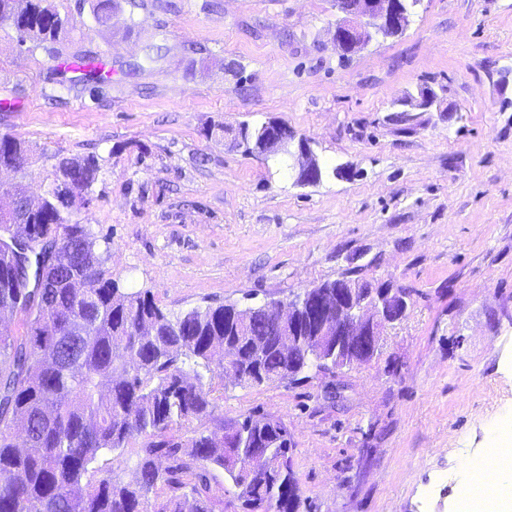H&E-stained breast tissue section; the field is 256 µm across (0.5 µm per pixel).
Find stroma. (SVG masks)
<instances>
[{
	"label": "stroma",
	"instance_id": "35a3bbf8",
	"mask_svg": "<svg viewBox=\"0 0 512 512\" xmlns=\"http://www.w3.org/2000/svg\"><path fill=\"white\" fill-rule=\"evenodd\" d=\"M52 3L75 25L53 51L0 25V134L31 148L22 173L0 174V208L14 183L40 199L61 158L93 155L80 218L112 278L171 313L285 302L342 276L407 294L370 362L225 383L169 439L272 416L294 441L303 512H460L470 460L512 421V0H420L401 35L345 64L336 0H143L108 28L86 0ZM149 42L163 58L136 69ZM426 88L437 107L400 111ZM269 120L309 141L320 182L239 144L241 123ZM143 443L100 454V474L133 481Z\"/></svg>",
	"mask_w": 512,
	"mask_h": 512
}]
</instances>
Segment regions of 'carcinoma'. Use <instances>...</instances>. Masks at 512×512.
Instances as JSON below:
<instances>
[{"label": "carcinoma", "mask_w": 512, "mask_h": 512, "mask_svg": "<svg viewBox=\"0 0 512 512\" xmlns=\"http://www.w3.org/2000/svg\"><path fill=\"white\" fill-rule=\"evenodd\" d=\"M117 8V0H96L95 23L112 26ZM5 21L21 45L53 43L70 27L50 0H0ZM17 153H28L26 142L1 135L0 160ZM59 171L38 212L26 214V190L14 186L13 237L29 249L31 287L15 279V247L0 242V308L21 321L19 330L0 329V476L9 477L0 481V512H213L208 465L228 472L243 512H300L292 506L300 496L281 420L248 415L234 421L256 435V448H226L224 435L203 431L183 445L166 432L211 413V381H224V354L216 350L226 343L268 382L290 363L298 382L321 364L301 349L251 360L266 324L240 332L232 304L174 315L150 291L128 292L104 269L92 287L74 293L71 281L102 253L87 225L66 209L65 187L88 191L99 164L89 155L61 161ZM50 239L60 243V258L44 271L40 248ZM16 415L29 421L20 440L11 433ZM140 436L148 442L134 481L97 476L93 463L102 451L125 448ZM252 455L274 466L248 461ZM162 457L170 461L164 469Z\"/></svg>", "instance_id": "cac0c4a2"}]
</instances>
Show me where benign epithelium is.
Segmentation results:
<instances>
[{
    "label": "benign epithelium",
    "instance_id": "7a95c632",
    "mask_svg": "<svg viewBox=\"0 0 512 512\" xmlns=\"http://www.w3.org/2000/svg\"><path fill=\"white\" fill-rule=\"evenodd\" d=\"M336 8L343 18L336 21L332 43L342 56L362 49L374 32L385 36L403 32L413 13L407 0H336ZM436 100V93L429 89L401 105L428 110ZM243 143L266 159L277 153L294 158L299 183H312L320 177V164L307 142L296 138L279 121L264 124L260 139L245 138ZM407 309L408 302L400 291L379 288L366 293L359 284L340 278L334 296L323 297L311 288L286 303L252 307L238 318V324L247 331L256 315L274 312L276 321L269 335L275 337L277 347L292 351L305 346L318 357L335 353L338 364H365L379 351L384 329L401 319ZM224 366L236 381L251 382L250 375L239 366L236 352L227 346Z\"/></svg>",
    "mask_w": 512,
    "mask_h": 512
}]
</instances>
